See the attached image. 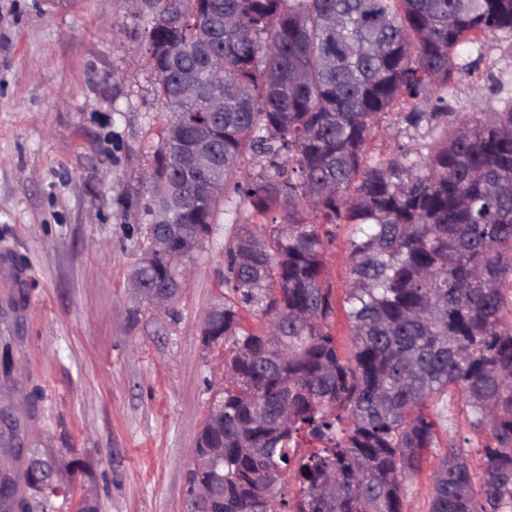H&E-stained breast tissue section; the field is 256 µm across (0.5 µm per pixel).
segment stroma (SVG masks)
<instances>
[{
  "mask_svg": "<svg viewBox=\"0 0 512 512\" xmlns=\"http://www.w3.org/2000/svg\"><path fill=\"white\" fill-rule=\"evenodd\" d=\"M145 43L143 21L116 0H0V251L34 271L18 387L40 390L41 438L61 464L79 461L76 493L96 496L99 512H182L210 390L224 376V345L204 343L205 318L224 303L225 251L240 225L263 221L238 199L220 200L169 309L133 293L148 246L141 174L167 117ZM456 56L472 72L452 83L449 111L512 101L495 71L512 62L511 34ZM414 134L395 114L379 116L367 154L388 159ZM324 260L339 305L352 265L346 228ZM424 411L437 446L406 480L404 512H428L429 475L449 441L466 440L472 468L483 464L487 437L470 428L457 394Z\"/></svg>",
  "mask_w": 512,
  "mask_h": 512,
  "instance_id": "1",
  "label": "stroma"
}]
</instances>
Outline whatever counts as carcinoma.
<instances>
[{
    "mask_svg": "<svg viewBox=\"0 0 512 512\" xmlns=\"http://www.w3.org/2000/svg\"><path fill=\"white\" fill-rule=\"evenodd\" d=\"M133 13L170 112L154 166L181 191L173 202L164 185L149 187L147 212L166 206L202 238L222 195L283 219L242 225L225 252L224 313L205 337L224 343V380L195 441L224 449L223 496L206 512H403V478L435 446L422 406L452 391L489 442L478 471L449 445L428 512H512V106L450 112L434 95L463 73L459 45L512 33V0H142ZM186 82L195 96L178 95ZM404 98L431 111L398 112L399 122L441 129L444 141L376 162L366 152L375 118ZM198 126L218 145L222 193H207L209 164H176ZM257 157L268 166L254 177ZM342 224L346 359L322 283ZM135 271L152 288L172 282L162 258ZM242 310L261 327L245 326ZM3 423L15 458H54L24 445L26 420ZM302 433L324 446L297 459L290 445ZM290 469L291 497L280 483ZM36 498L44 510L70 503L72 481L31 482L23 466L0 478L8 512H32Z\"/></svg>",
    "mask_w": 512,
    "mask_h": 512,
    "instance_id": "1",
    "label": "carcinoma"
}]
</instances>
